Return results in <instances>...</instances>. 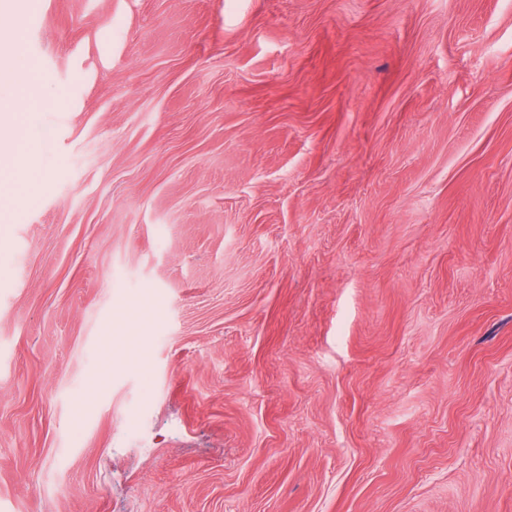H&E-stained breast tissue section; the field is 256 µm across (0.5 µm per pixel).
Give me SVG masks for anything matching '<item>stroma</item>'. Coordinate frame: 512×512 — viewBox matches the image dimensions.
I'll return each mask as SVG.
<instances>
[{
    "label": "stroma",
    "instance_id": "obj_1",
    "mask_svg": "<svg viewBox=\"0 0 512 512\" xmlns=\"http://www.w3.org/2000/svg\"><path fill=\"white\" fill-rule=\"evenodd\" d=\"M1 13L0 512H512V0Z\"/></svg>",
    "mask_w": 512,
    "mask_h": 512
}]
</instances>
